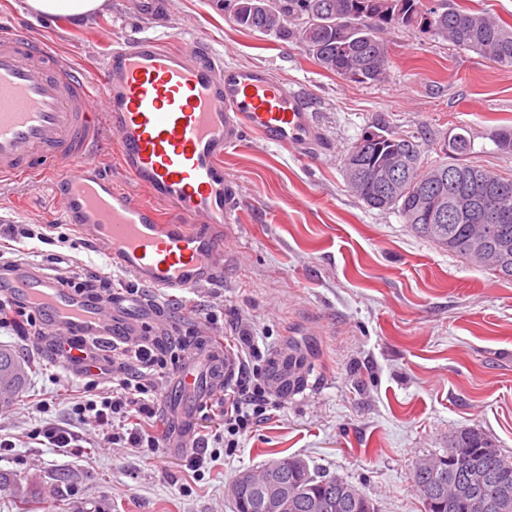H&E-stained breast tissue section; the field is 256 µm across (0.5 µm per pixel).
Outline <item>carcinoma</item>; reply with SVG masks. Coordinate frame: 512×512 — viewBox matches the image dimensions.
<instances>
[{
    "instance_id": "cac0c4a2",
    "label": "carcinoma",
    "mask_w": 512,
    "mask_h": 512,
    "mask_svg": "<svg viewBox=\"0 0 512 512\" xmlns=\"http://www.w3.org/2000/svg\"><path fill=\"white\" fill-rule=\"evenodd\" d=\"M221 7L234 23L245 30L294 40L323 70L348 78L353 71L358 84L379 82L389 68L385 34L398 28L417 29L448 39L456 49L471 51L486 58L506 57L505 66H512V23L471 7L469 0L455 4L448 0H431L427 9L421 0H221ZM458 18H466L465 27L455 26ZM364 150L363 159L377 166L399 156L401 169L396 190L384 191L374 181H365L354 196L380 211L399 213L408 227L436 247L463 259L486 248L495 250V263L483 266L498 278L512 280V176L483 170L484 179L502 191L508 200V216L497 225L494 238L483 239L479 224L465 215L449 222L427 217L417 201L418 189L432 186L438 200L450 207L457 187L438 177L465 170L476 154L474 141L464 133L454 134L448 150H439L442 158L428 165L423 149L412 137L394 132L380 119L375 129L364 132L352 150ZM26 363L13 352L0 348V401L17 396L26 380ZM288 484L294 487L299 507L295 512H308L304 505L313 496L332 499L341 494L351 499L349 508L334 512H375L373 503L358 489L338 477H325L310 471L306 461L296 456L276 460ZM490 473L491 483L483 494L494 501L512 496V461L477 429H462L448 439L444 453L435 454L416 463L412 481L423 498L426 512H476L467 507L466 496L458 494L448 504L449 491L467 483L471 470Z\"/></svg>"
}]
</instances>
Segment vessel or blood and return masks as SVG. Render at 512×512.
Listing matches in <instances>:
<instances>
[{"instance_id": "vessel-or-blood-1", "label": "vessel or blood", "mask_w": 512, "mask_h": 512, "mask_svg": "<svg viewBox=\"0 0 512 512\" xmlns=\"http://www.w3.org/2000/svg\"><path fill=\"white\" fill-rule=\"evenodd\" d=\"M98 39L110 51L85 71L26 27L0 24V185L50 186L65 221L136 283L165 295L215 283L240 200L225 152L250 136L304 156L326 151L315 116L300 91L266 69L225 64L207 33L187 50L107 27ZM107 152L138 192L113 186ZM142 190L169 215L144 203ZM1 296L40 307L56 344L75 338L94 350L136 334L122 301L85 305L32 261L0 279ZM237 365L229 352L189 356L167 392L165 447L194 445L200 406L223 392L222 373Z\"/></svg>"}]
</instances>
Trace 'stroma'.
<instances>
[{
  "label": "stroma",
  "instance_id": "1",
  "mask_svg": "<svg viewBox=\"0 0 512 512\" xmlns=\"http://www.w3.org/2000/svg\"><path fill=\"white\" fill-rule=\"evenodd\" d=\"M166 26L140 12L139 0H104L81 20L45 22L26 0H0V15L40 32L83 68L109 51L102 27L122 36L159 34L184 47L208 31L230 65L261 66L301 92L328 144L305 157L255 138L224 154L241 189L235 239L214 284L167 297L134 319L191 350L245 359L243 336L263 357L284 358L309 337L314 353L302 386L288 395L267 387L261 416L235 445L215 420L201 422L194 447H104L74 406L86 379L61 366L45 339L0 330V346L31 365L26 387L0 411V512H235L231 484L247 470L296 456L341 478L378 512H424L412 472L443 453L454 433L475 428L512 457V281L436 248L395 211L369 209L349 191L343 158L377 118L414 136L435 159L445 137L465 128L478 164L512 175V154L491 136L512 128V67L453 47L442 37L399 29L388 35L383 82L362 85L323 71L291 41L239 28L216 0H169ZM0 215L22 224H55L69 244L26 241L71 270L102 269V251L63 223L50 188L0 187ZM215 312L217 324L205 321ZM59 424L82 436L61 451L31 439ZM203 458L202 467L192 465Z\"/></svg>",
  "mask_w": 512,
  "mask_h": 512
}]
</instances>
